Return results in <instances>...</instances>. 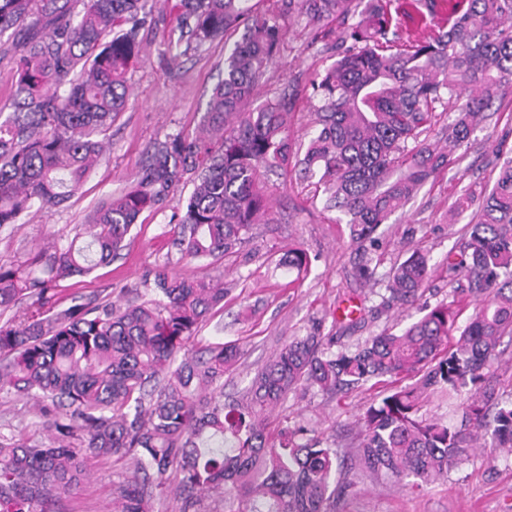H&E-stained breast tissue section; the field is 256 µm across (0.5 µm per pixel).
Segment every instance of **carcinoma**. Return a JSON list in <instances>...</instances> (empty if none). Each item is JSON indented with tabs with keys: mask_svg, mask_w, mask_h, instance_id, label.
Wrapping results in <instances>:
<instances>
[{
	"mask_svg": "<svg viewBox=\"0 0 512 512\" xmlns=\"http://www.w3.org/2000/svg\"><path fill=\"white\" fill-rule=\"evenodd\" d=\"M0 0V35H19L13 111H0V229L36 206L74 195L103 151L105 133L127 103L126 76L141 33L159 23L153 0ZM437 0H288L315 37L326 21L358 19L341 31L336 62L311 81L319 106L306 145L288 131L283 92L247 106L282 41L277 21L252 0H174L166 47L186 55L244 29L209 95L206 124L157 142L132 187L90 215L89 230L0 266V395L35 399L55 435L49 443L0 434V512H58L92 461L114 456L129 475L112 483V512H155L174 493L179 512H330L346 491L336 451L301 426L267 432L268 414L300 386L323 394L404 377L360 418L351 465L375 480L428 484L448 474L480 441L512 448V401L490 386L499 347L512 338V157L489 193L467 191L449 213H470L468 238L440 267L452 301L422 304L432 265L414 250L393 266L383 304L425 314L399 332L384 329L353 350L330 353L316 329L294 336L255 371L243 400L224 401V374L240 358L230 342L197 333L224 304L221 279L174 277L155 268L117 305L72 295L61 282L112 263L145 211L162 210L185 175L194 188L169 233L195 262L237 254L256 224H269L263 176L299 169L318 177L324 208L341 213L350 241L372 242L390 216L463 155L475 126L512 90V0H458L447 25L426 21ZM419 18L400 43L407 19ZM448 105V147L424 134ZM288 265L308 271L304 249ZM475 305L456 326V305ZM435 390L467 393L458 423L420 414ZM177 484L169 490L166 475Z\"/></svg>",
	"mask_w": 512,
	"mask_h": 512,
	"instance_id": "cac0c4a2",
	"label": "carcinoma"
}]
</instances>
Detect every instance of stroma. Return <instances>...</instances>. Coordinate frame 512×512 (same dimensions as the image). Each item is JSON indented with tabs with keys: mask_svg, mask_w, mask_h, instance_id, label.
I'll return each instance as SVG.
<instances>
[{
	"mask_svg": "<svg viewBox=\"0 0 512 512\" xmlns=\"http://www.w3.org/2000/svg\"><path fill=\"white\" fill-rule=\"evenodd\" d=\"M257 12L277 17L283 43L264 83L250 101L259 106L281 91L292 97L290 134L306 142L313 130L310 115L316 109L309 97V81L336 60V45L314 38L303 17L287 12L283 0H257ZM232 32L196 53L171 59L158 31H146L140 60L128 75V103L106 134V147L81 189L50 213L31 210L22 223L0 231V265L9 266L30 251L70 241L90 214L103 202L131 185L141 171L147 149L179 131L194 130L206 112L209 93L224 75V56L239 40ZM512 150V102L488 112L474 130L463 161L443 171L414 203L393 214L378 242L361 250L351 245L336 213L323 210L314 188L295 171L266 176L271 224L256 225L253 238L230 258L186 263L172 244L168 222L181 210L189 186H180L163 212L142 213L127 247L111 265L74 278L72 291L109 298L123 285L138 286L155 266H167L175 276L215 277L229 289L223 307L214 309L199 332L202 341L235 342L242 353L236 367L224 376V393L242 397L258 365L288 338L301 336L312 325L330 352L354 348L383 329H401L415 321L417 311L382 307V285L361 281L358 263L371 261L377 277L410 255L427 252L441 262L465 235L464 222L449 223L448 210L460 189L483 196L496 175V149ZM310 256L306 275L288 266L291 244ZM368 385L346 394L327 396L301 387L270 417L302 424L336 450L355 446L358 420L381 394ZM9 421L13 433L50 440L37 404L0 399V421ZM123 460L95 462L80 488L63 499L62 512H112V483L125 474ZM350 487L337 502L336 512H512V450L471 449L447 479L424 488L410 481L377 483L360 471L346 470Z\"/></svg>",
	"mask_w": 512,
	"mask_h": 512,
	"instance_id": "1",
	"label": "stroma"
}]
</instances>
